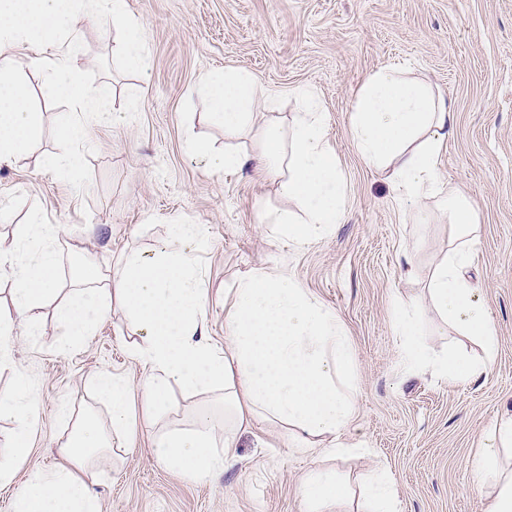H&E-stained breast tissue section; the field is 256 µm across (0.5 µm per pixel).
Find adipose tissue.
I'll use <instances>...</instances> for the list:
<instances>
[{
	"instance_id": "adipose-tissue-1",
	"label": "adipose tissue",
	"mask_w": 512,
	"mask_h": 512,
	"mask_svg": "<svg viewBox=\"0 0 512 512\" xmlns=\"http://www.w3.org/2000/svg\"><path fill=\"white\" fill-rule=\"evenodd\" d=\"M117 27L123 37L117 52L124 64L147 73L149 50L127 0H0V166L11 165L35 140L40 114L17 62V52L39 41L52 51L30 57L44 75L43 97H66L72 107L64 134L68 148L46 158L59 175L80 165L85 113L100 109L99 86L78 72L74 59L82 45L78 20ZM206 101L209 119L224 129L225 139L260 127L253 153L219 151L205 140L191 141L192 155L213 170L236 173L255 168L276 180L280 196L297 201L299 212L261 210L258 221L289 243L303 248L331 233L344 214L346 183L328 138L325 115L309 89L295 93L301 110L288 129L260 120L266 102L255 79L245 71L205 75L195 85ZM456 116L424 79L402 67L386 66L361 85L350 118L351 137L360 156L388 170L392 188L412 223L426 221L430 199L442 197L448 212L450 244L434 267L430 303L444 323L477 338L483 355L465 360L456 353L431 356L418 341L415 316L395 318L405 362L430 368L451 384L485 374L497 351V333L464 275L477 239L475 209L468 197L444 192L439 179L441 152L453 136ZM56 226L32 213L15 234L0 238V273L12 288L0 298V370L13 365L16 328L35 335L48 306H55L65 328L58 344L64 352L81 344L92 327L120 302L142 342L133 350L146 370L141 404L133 406L127 382L103 372L91 382L110 409L109 423L93 415L76 418L61 463L30 472L16 495L14 512H101L88 479L99 461L117 454L138 423L154 427L157 457L185 477L200 480L224 471L235 460L239 432L265 414L292 426L301 442L326 439V452L347 454L339 434L354 415L347 385L352 367L350 343L336 313L283 271L261 268L237 281L225 306L223 345L206 336V290L194 251L160 248L149 258H125L121 272L104 287V272L84 259L75 288L61 292ZM215 394L213 404L198 408L191 428H173L166 420L174 390ZM17 420L7 450L0 455V487L13 485L18 466L30 452L33 400L24 375L0 394V419ZM512 452V414L504 413L484 435L473 459L478 479L488 485L491 512H512V469L503 468V452ZM347 483L329 470L312 471L302 495L312 512L346 499Z\"/></svg>"
}]
</instances>
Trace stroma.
I'll return each mask as SVG.
<instances>
[{"instance_id": "1", "label": "stroma", "mask_w": 512, "mask_h": 512, "mask_svg": "<svg viewBox=\"0 0 512 512\" xmlns=\"http://www.w3.org/2000/svg\"><path fill=\"white\" fill-rule=\"evenodd\" d=\"M151 56L148 76L114 54L118 31L81 22L83 52L75 65L101 87L110 109L88 116L80 172L63 178L41 165L65 147L70 106L39 97L38 136L13 166L0 168V235L11 236L40 211L61 229L60 287L82 257L115 275L125 256L153 255L177 222L201 225L195 244L208 288L207 334L224 343V291L258 268L294 277L339 316L352 350L355 414L340 439L364 457L329 459L298 448L289 427L262 418L244 429L235 463L204 480L165 466L151 431L138 423L123 460L96 469L102 512H309L301 485L314 468L357 483L385 469L396 487L397 512H490L491 499L472 469L491 422L512 408V0H127ZM390 63L425 79L456 112L443 152L444 187L469 197L478 223L468 276L497 329L493 366L475 381L451 385L429 369L408 368L392 319L421 308L420 333L432 355L455 348L475 357L477 342L457 336L432 308L428 282L448 249V220L430 201L428 223H410L386 170L367 164L353 145L350 116L367 77ZM227 69L251 73L269 95L275 117L289 123L296 87L311 89L329 119V139L346 177L345 213L331 235L298 248L257 222L259 209L295 210L274 181L247 169L208 170L188 146L192 138L223 147V127L193 96L198 78ZM121 112L113 121L111 111ZM254 149V133L232 142ZM55 308L40 333L18 337L14 370L0 371V393L23 372L37 407L31 453L17 480L60 463L72 432L58 415L106 417L87 386L108 372L139 400L145 375L130 344L135 327L120 305L65 353Z\"/></svg>"}]
</instances>
